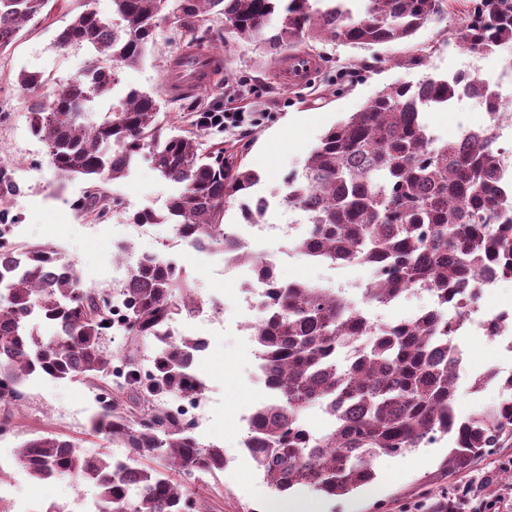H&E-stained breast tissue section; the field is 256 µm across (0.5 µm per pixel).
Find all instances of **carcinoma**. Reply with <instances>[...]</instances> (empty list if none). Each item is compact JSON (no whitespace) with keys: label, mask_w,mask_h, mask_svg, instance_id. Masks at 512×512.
Wrapping results in <instances>:
<instances>
[{"label":"carcinoma","mask_w":512,"mask_h":512,"mask_svg":"<svg viewBox=\"0 0 512 512\" xmlns=\"http://www.w3.org/2000/svg\"><path fill=\"white\" fill-rule=\"evenodd\" d=\"M50 0H0V51ZM443 0H112V17L93 10L75 16L58 34L57 46L86 47L94 57L85 74L60 87L40 108L26 113L31 132L47 147L56 174L88 184L81 210L96 218L125 209L105 184L126 177L144 154L158 175L176 187L166 212L140 210L136 224H169L192 245L222 250L232 238L224 211L239 203L254 224L267 203L253 197L260 175L214 144L200 151L202 120L183 134L166 132L160 104L130 88L98 121L83 117L94 98L121 83V69L145 58L156 29L173 18L190 35L189 50L172 64L173 90L202 80L214 63L202 52L227 38L250 39L286 51L325 41L360 48L411 42L442 10ZM224 17V35L200 32L206 15ZM460 42L470 52L512 48V0H469ZM109 60L110 66L102 65ZM480 89L490 114L507 111L489 80L466 71L428 77L415 85L386 86L327 130L299 173L286 180L284 201L304 215L310 232L293 242L302 255L329 264L372 267L367 302L387 305L422 287L441 302H476V275L495 271L512 278V199L496 188L499 155L491 148L495 127H480L465 142L443 140L425 113L448 108L463 83ZM20 88L33 98L44 81L20 72ZM17 185L0 168V207ZM128 277L118 296L125 307V351L108 347L112 303L81 287L76 271L54 278L58 260L47 244L21 249L20 258L0 253V412L38 378L106 380L116 357L135 369L142 350L154 346V374L113 394L112 406L91 417V431L112 445L132 446L133 456L88 455L59 434H36L15 453L16 464L38 480L80 475L97 493L90 512H183L195 494L174 475L224 471V448L200 442L189 425L173 419L154 397L199 394L190 378L195 341L169 339L163 328L187 315L198 295L171 262L118 247ZM237 258L270 275L264 257L238 245ZM456 328L425 312L375 326L332 288L290 281L261 306L252 341L271 391L247 425L244 452L267 486L287 495L306 487L326 497L352 494L377 477L374 460L404 455L449 439L448 470L459 471L496 448L512 447L511 397L464 418L456 412V381L462 351ZM368 336L365 345L357 341ZM318 405L331 427L308 433L302 412ZM260 448H253V442Z\"/></svg>","instance_id":"1"}]
</instances>
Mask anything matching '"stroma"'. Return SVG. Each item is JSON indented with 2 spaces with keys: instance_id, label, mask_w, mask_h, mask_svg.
<instances>
[{
  "instance_id": "stroma-1",
  "label": "stroma",
  "mask_w": 512,
  "mask_h": 512,
  "mask_svg": "<svg viewBox=\"0 0 512 512\" xmlns=\"http://www.w3.org/2000/svg\"><path fill=\"white\" fill-rule=\"evenodd\" d=\"M87 9L111 17L112 0H50L24 26L15 42L0 52V166L9 169L18 186L8 206L20 242L51 244L61 262L78 269L84 286L108 290L112 287L113 241H128L141 254L155 252L159 239L172 236L170 225L156 224L143 231L129 219L130 213L143 208L164 210L172 187L143 158L126 178L109 186L113 195L124 199L125 213L99 222L79 211L76 203L84 194L85 183L79 178L63 181L55 174L44 142L31 133L26 121L25 114L35 100L17 84L19 72H36L50 92L86 71L89 52L79 47L59 48L56 40L73 17ZM464 16L461 0H455L442 19L423 27L415 42L424 47L425 53L410 66L402 63L407 53L402 44L373 49L318 45L321 69L311 82L300 85L290 84L287 75L279 72L278 55L261 51L250 40H232L222 56L221 85L200 91L193 106L175 98L168 88L169 62L182 52L185 41L175 26L164 23L144 61L122 69V85L153 95L161 104V120L179 131L189 128L194 111L256 113L258 120L246 134L211 128L200 143L206 147L220 142L226 153L243 155L248 167L261 175L257 193L279 198L285 193V178L302 169L324 132L359 110L385 86L415 84L429 76L468 69L474 57L457 35ZM425 118L435 134L453 140L460 124L481 125L486 114L480 105L465 102L455 111H433ZM178 259L187 280L203 298L224 302L225 323L212 329V350L200 363L212 403L210 420L198 436L204 442L223 446L228 459L217 478L220 489L208 496L207 506L210 512H258L261 501L272 492L240 447L245 433L241 419L268 394L255 374L254 345L237 305L238 279L223 275L192 251H182ZM280 273L288 281L323 283L335 289L362 288L372 278L371 268L363 264L334 268L309 263L299 254L289 258ZM431 302V294L415 291L386 306L365 305L364 310L382 322L396 323L418 315ZM459 343L466 362L457 382V410L466 416L497 404L500 397L495 388L471 392L472 377L489 366L512 370V354L486 336H463ZM81 387V382L69 380L30 383L25 393L31 410L19 415L17 437L0 440V456L11 455L34 431L61 433L79 440L85 452H101L103 443L90 430L93 407H86L79 421L69 416L71 408L80 404ZM417 455L421 465L404 471L392 482L384 480L383 472L395 464V457H378L374 462L376 481L352 498L335 501L331 512H447L455 489L466 485L472 486L476 494L488 490L512 502V475L502 469L503 463L512 460V448L498 449L469 469L455 473L444 466L447 441L419 449ZM13 481L18 512H33L49 502L72 499L80 492L88 498L94 493L93 487L78 476L42 482L19 470Z\"/></svg>"
}]
</instances>
